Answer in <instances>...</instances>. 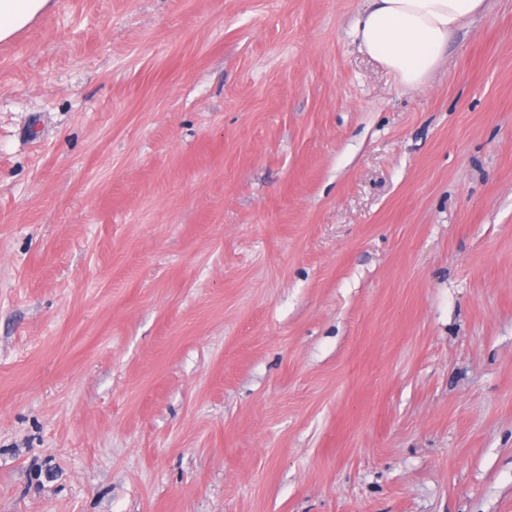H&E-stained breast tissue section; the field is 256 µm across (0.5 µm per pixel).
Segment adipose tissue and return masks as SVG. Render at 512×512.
<instances>
[{
    "label": "adipose tissue",
    "mask_w": 512,
    "mask_h": 512,
    "mask_svg": "<svg viewBox=\"0 0 512 512\" xmlns=\"http://www.w3.org/2000/svg\"><path fill=\"white\" fill-rule=\"evenodd\" d=\"M486 0H371L356 20L359 49L407 89L424 87L449 49L454 31L481 13ZM55 0H0V42L49 13Z\"/></svg>",
    "instance_id": "ef3b65f1"
}]
</instances>
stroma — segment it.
Instances as JSON below:
<instances>
[{"label": "stroma", "mask_w": 512, "mask_h": 512, "mask_svg": "<svg viewBox=\"0 0 512 512\" xmlns=\"http://www.w3.org/2000/svg\"><path fill=\"white\" fill-rule=\"evenodd\" d=\"M367 7L0 44V512H512V0L422 90Z\"/></svg>", "instance_id": "obj_1"}]
</instances>
